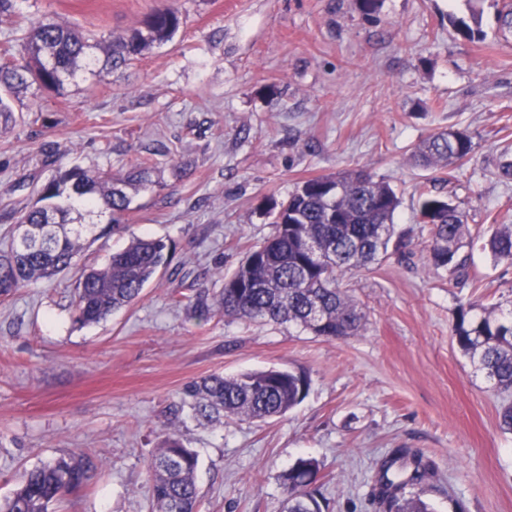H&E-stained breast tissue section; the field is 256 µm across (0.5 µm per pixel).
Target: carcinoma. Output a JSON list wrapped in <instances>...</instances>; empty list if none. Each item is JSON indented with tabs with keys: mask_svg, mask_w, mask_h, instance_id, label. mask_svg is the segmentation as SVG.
<instances>
[{
	"mask_svg": "<svg viewBox=\"0 0 512 512\" xmlns=\"http://www.w3.org/2000/svg\"><path fill=\"white\" fill-rule=\"evenodd\" d=\"M179 24L176 12L165 6L155 10L144 28L93 42L82 30L50 18L31 23L20 38L19 57L0 64V124L6 127L13 121V99L20 89L35 85L47 91L64 90L65 80L87 62L93 49L111 69L125 67L152 45L169 40ZM471 152L467 132L444 131L419 141L412 158L416 165L436 172L462 165ZM151 184L145 168L115 178L81 167H72L44 184L35 203L16 220L39 228L41 241L18 247L11 239L0 251V295L71 272L76 276V321L81 324L98 323L138 301L150 279L170 264L165 241L133 237L112 253L105 266L81 267L82 231L72 223L84 213L107 211L112 215V232L121 233L125 225L119 219L130 208L131 193ZM400 204L390 184L365 170L304 181L287 201L269 209L273 235L250 247L224 280L219 298L224 316L294 323L327 338L358 335L364 329V314L343 289L342 277L348 270L376 263L387 253ZM417 223L429 227L428 262L453 271L460 267L459 252L471 237L462 212L450 201L426 194L420 201ZM485 248L495 260L512 263V224L496 225ZM189 308L197 318L211 317L209 290L197 288ZM474 309L470 304L459 310L455 339L473 369L506 397L499 425L512 431V311L504 314L491 307L473 316ZM307 388L306 376L290 370L233 377L212 374L183 386L180 401L166 411L167 423L179 420L186 409L212 424L231 416L264 421L295 408ZM198 463L197 453L179 438L164 441L148 466L154 512H197ZM319 474L315 458L300 457L282 475L287 512H322L315 488ZM95 476V466L87 456H60L25 470L0 512H52L55 502L90 485ZM436 476L430 462L400 448L382 463L374 494L384 512H432L421 497V486Z\"/></svg>",
	"mask_w": 512,
	"mask_h": 512,
	"instance_id": "cac0c4a2",
	"label": "carcinoma"
}]
</instances>
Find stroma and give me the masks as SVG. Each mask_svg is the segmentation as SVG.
<instances>
[{"label":"stroma","instance_id":"stroma-1","mask_svg":"<svg viewBox=\"0 0 512 512\" xmlns=\"http://www.w3.org/2000/svg\"><path fill=\"white\" fill-rule=\"evenodd\" d=\"M170 6L179 30L127 68L95 62L63 93L20 90L0 128V240L57 171L148 168L121 235L86 231V264L130 237L163 239L170 265L139 301L96 324L75 320L74 275L0 296V501L24 470L72 452L97 467L54 512H151L148 465L168 434L198 455L199 512H283L281 475L322 464L326 512H379L372 490L399 448L437 472L435 512H512V433L502 400L454 338L460 306L512 309V263L480 244L454 272L427 264L424 192L448 199L472 233L512 224V180L497 173L512 142V0H15L0 15V53L43 17L108 38ZM465 21L476 35L457 33ZM463 130L473 150L435 174L413 146ZM364 169L401 205L387 255L346 273L360 335L328 340L292 323L202 321L195 286L219 294L247 249L269 237L265 203L303 181ZM304 373L303 402L264 422L209 425L164 411L184 384L219 372Z\"/></svg>","mask_w":512,"mask_h":512}]
</instances>
